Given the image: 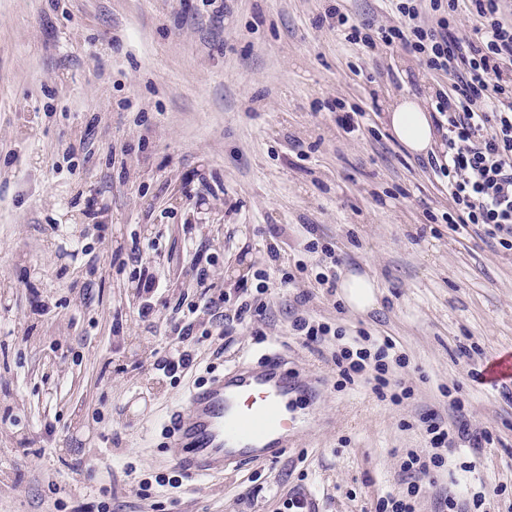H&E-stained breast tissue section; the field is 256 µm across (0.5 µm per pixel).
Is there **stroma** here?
<instances>
[{
  "instance_id": "obj_1",
  "label": "stroma",
  "mask_w": 512,
  "mask_h": 512,
  "mask_svg": "<svg viewBox=\"0 0 512 512\" xmlns=\"http://www.w3.org/2000/svg\"><path fill=\"white\" fill-rule=\"evenodd\" d=\"M339 4L397 21L386 0H0V512H284L300 493L312 512H375L406 492V453L429 450L424 419L453 397L494 442L460 447L416 512H437L458 479L512 512V401L471 378L512 351V251L438 222L445 185L388 127L391 102L430 108L451 77L341 40ZM334 100L362 110L359 132L337 124ZM79 142L88 155L69 154ZM313 238L323 249L310 254ZM136 240L159 241L160 257L129 261ZM300 259L370 271L375 304L354 308L304 274L270 281L258 324L236 321L238 286ZM195 262L229 295L232 334L204 320L197 368L171 378L155 363L172 351L167 319L200 299ZM144 266L167 282L150 298ZM148 298L151 325L137 315ZM297 316L391 337L406 362L390 374L411 397L340 384V340L312 352ZM271 350L323 383L290 402L293 448L157 486L175 473L165 425L188 392Z\"/></svg>"
}]
</instances>
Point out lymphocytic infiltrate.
Returning a JSON list of instances; mask_svg holds the SVG:
<instances>
[{
    "label": "lymphocytic infiltrate",
    "instance_id": "f902f5d3",
    "mask_svg": "<svg viewBox=\"0 0 512 512\" xmlns=\"http://www.w3.org/2000/svg\"><path fill=\"white\" fill-rule=\"evenodd\" d=\"M401 19L399 25L377 28L334 9L336 30L346 42L368 49L399 46L423 62L428 72L453 75L449 92H440L432 106L440 144L423 166L444 181L450 209L443 219L449 230L468 225L483 228L487 238L512 250V8L506 0H389ZM465 9L472 21L460 34L457 11ZM195 316L187 314L169 326L177 345L173 356L160 360L169 376L187 372L197 363L191 345ZM343 382L365 379L379 398L398 403L410 387L389 376L390 362H402L390 338L362 343L352 338L333 357ZM452 423L438 416L427 420L432 451L409 454L403 470L409 479L402 496L378 499L375 512H414L421 478L444 466L457 441L481 449L493 441L489 430L472 429L464 404H451Z\"/></svg>",
    "mask_w": 512,
    "mask_h": 512
}]
</instances>
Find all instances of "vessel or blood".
Listing matches in <instances>:
<instances>
[{
    "label": "vessel or blood",
    "mask_w": 512,
    "mask_h": 512,
    "mask_svg": "<svg viewBox=\"0 0 512 512\" xmlns=\"http://www.w3.org/2000/svg\"><path fill=\"white\" fill-rule=\"evenodd\" d=\"M317 399L318 389L279 353L259 365L242 363L195 387L187 412L171 422L172 460L188 479L273 462L293 445L287 416L295 394Z\"/></svg>",
    "instance_id": "vessel-or-blood-1"
}]
</instances>
